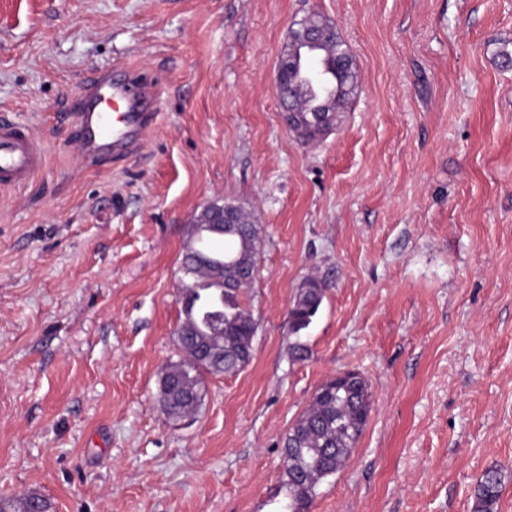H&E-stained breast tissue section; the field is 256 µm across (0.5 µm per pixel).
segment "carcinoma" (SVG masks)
Instances as JSON below:
<instances>
[{"mask_svg": "<svg viewBox=\"0 0 512 512\" xmlns=\"http://www.w3.org/2000/svg\"><path fill=\"white\" fill-rule=\"evenodd\" d=\"M325 51L329 64L326 86L318 89L306 84L300 115L322 108L326 101L332 103L337 115L358 89L355 62L341 35H336V41ZM235 209L241 223L224 228L223 257L202 258L195 236L185 244L181 264L194 287L183 289L182 306L196 317L201 329L215 322L224 324V335L176 333L185 357L181 365L172 362L165 367L158 386V401L169 420H180L200 407L205 375L235 374L249 363L253 351L257 322L244 307L243 295L257 273L262 226L253 223L240 206ZM326 291V281L317 277L305 279L297 288L288 313V350L295 361L310 356L302 332L313 322ZM370 411L371 394L363 377L342 378L317 388L308 408L284 438V512H309L318 485L337 473L350 457ZM501 487L500 470L487 469L478 482L472 512H499ZM35 501L40 512H49L47 501L36 495L1 499L0 512H27Z\"/></svg>", "mask_w": 512, "mask_h": 512, "instance_id": "obj_1", "label": "carcinoma"}]
</instances>
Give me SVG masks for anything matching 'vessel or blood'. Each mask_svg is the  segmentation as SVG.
<instances>
[{
  "label": "vessel or blood",
  "mask_w": 512,
  "mask_h": 512,
  "mask_svg": "<svg viewBox=\"0 0 512 512\" xmlns=\"http://www.w3.org/2000/svg\"><path fill=\"white\" fill-rule=\"evenodd\" d=\"M155 84L125 75L99 73L85 85L74 114L76 148L87 165L102 166L135 155L153 129ZM43 149L29 131L0 122V186L29 182L43 165Z\"/></svg>",
  "instance_id": "obj_1"
}]
</instances>
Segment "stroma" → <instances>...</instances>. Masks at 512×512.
<instances>
[{"label": "stroma", "instance_id": "stroma-1", "mask_svg": "<svg viewBox=\"0 0 512 512\" xmlns=\"http://www.w3.org/2000/svg\"><path fill=\"white\" fill-rule=\"evenodd\" d=\"M334 22L359 90L316 145L274 90L296 23ZM512 0H0V118L44 144L0 189V499L50 512H273L283 440L329 377L372 410L310 512H512ZM162 89L140 153L82 164L69 113L98 71ZM265 228L239 373L172 422L180 262L207 202ZM326 279L288 355V311ZM326 291V281L317 277L305 279L297 288L288 313V350L294 361H305L310 356L307 344L302 341V332L313 322ZM501 487L500 470L496 467L487 469L478 482L472 512H498Z\"/></svg>", "mask_w": 512, "mask_h": 512}]
</instances>
